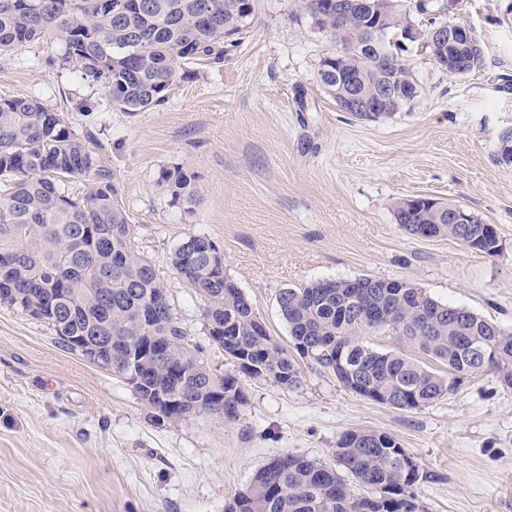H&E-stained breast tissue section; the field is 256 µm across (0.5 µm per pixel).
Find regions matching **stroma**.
I'll return each mask as SVG.
<instances>
[{"label":"stroma","mask_w":512,"mask_h":512,"mask_svg":"<svg viewBox=\"0 0 512 512\" xmlns=\"http://www.w3.org/2000/svg\"><path fill=\"white\" fill-rule=\"evenodd\" d=\"M443 18L471 27L479 68L451 75L406 43L420 86L401 112L360 121L317 83L332 45L299 0H256L252 28L223 64L133 115L77 74L48 69L44 40L0 55V96L37 94L88 138L135 226V245L169 285V302L217 373L203 303L175 274L171 251L209 238L270 333L289 344L282 289L320 279L400 280L512 331V165L498 161L512 128V0H447ZM197 190L174 202L165 171ZM415 196L460 205L495 225L485 256L445 237L420 238L392 204ZM303 383L242 376L239 421L156 423L118 374L60 347L54 332L0 305V512H224L283 454L333 462L349 429L392 435L425 477L426 512H512V389L493 372L463 379L434 403L392 409L300 360Z\"/></svg>","instance_id":"1"}]
</instances>
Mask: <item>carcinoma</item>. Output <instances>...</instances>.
Masks as SVG:
<instances>
[{
  "label": "carcinoma",
  "instance_id": "obj_1",
  "mask_svg": "<svg viewBox=\"0 0 512 512\" xmlns=\"http://www.w3.org/2000/svg\"><path fill=\"white\" fill-rule=\"evenodd\" d=\"M0 0V54L40 40L61 50L48 64L80 74L102 87L112 107L134 114L165 101L199 66L224 62L231 33L245 38L254 0ZM363 9L336 22V0H301L330 42L346 50L328 53L317 73L320 88L343 99L354 81L371 99L394 100L393 115L419 96L410 65L390 49L388 37L407 26L398 0H364ZM380 28L377 48H357L367 30ZM482 50L455 65L467 74ZM94 175L86 193L72 197L64 178ZM12 181L0 196V291L11 305L43 321L64 349L72 338L110 336L119 349L98 367L120 375L158 422L206 415L218 423L240 419L247 395L236 375L217 374L200 358L168 301V286L155 264L135 249L134 225L111 178L102 173L87 141L36 95L0 98V178ZM174 201L195 200L191 177L168 173ZM448 208L426 198L398 199L396 223L409 233L446 236L489 257L500 253L498 235L467 244L462 224ZM171 267L201 298L206 323L224 326L213 344L241 372L278 387L296 388V357L313 359L347 390L395 409L438 401L456 384L490 370L512 388V333L460 306L443 304L407 282L366 277L318 280L279 292L277 305L292 350L271 336L252 302L224 273V257L200 254L183 240ZM389 332L448 367L441 375L410 354L382 352L364 339ZM167 345L154 355L152 341ZM140 383L134 384V377ZM184 402L167 412L161 395ZM420 466L391 435L367 429L343 433L336 465L285 454L270 461L224 512H426L414 487Z\"/></svg>",
  "mask_w": 512,
  "mask_h": 512
}]
</instances>
